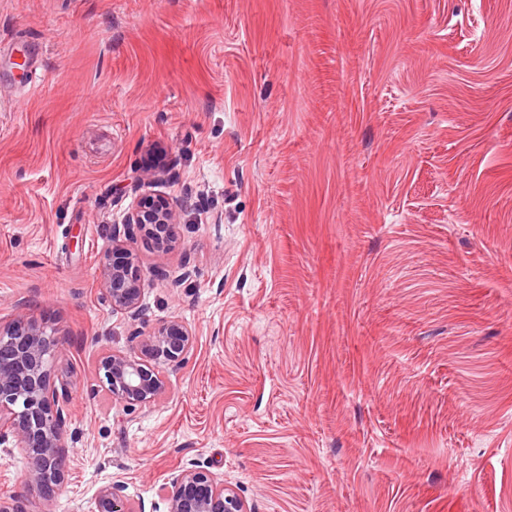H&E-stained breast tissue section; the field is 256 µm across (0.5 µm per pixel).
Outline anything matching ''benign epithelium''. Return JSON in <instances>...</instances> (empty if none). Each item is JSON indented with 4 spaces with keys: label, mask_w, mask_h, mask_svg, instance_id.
<instances>
[{
    "label": "benign epithelium",
    "mask_w": 512,
    "mask_h": 512,
    "mask_svg": "<svg viewBox=\"0 0 512 512\" xmlns=\"http://www.w3.org/2000/svg\"><path fill=\"white\" fill-rule=\"evenodd\" d=\"M178 211L162 197L145 196L123 223L112 225V249L101 268V287L112 310L130 315L143 312L140 266L127 247L139 231L156 239V248L175 247L172 231ZM135 347L104 353L97 366L100 383L126 410L146 408L161 400L169 389L167 372L178 368L193 349L191 329L180 320H169L144 335L130 334ZM57 346L53 332L24 313L0 326V443L14 439L24 448L30 471L23 490L9 499L0 498V512H25L28 494L53 492L65 480V462L71 452L64 434L67 415L59 396L68 385L56 384L50 359ZM169 512H249L243 498L224 478L197 468L175 475ZM97 512H137L125 486L116 481L101 487Z\"/></svg>",
    "instance_id": "1"
}]
</instances>
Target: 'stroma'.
Wrapping results in <instances>:
<instances>
[{
  "mask_svg": "<svg viewBox=\"0 0 512 512\" xmlns=\"http://www.w3.org/2000/svg\"><path fill=\"white\" fill-rule=\"evenodd\" d=\"M147 195L181 246L129 240L136 325L194 348L126 410L96 377L135 325L101 261ZM21 312L78 436L27 512H96L111 480L167 512L190 466L251 512H512V0H0V321ZM27 473L0 445V498Z\"/></svg>",
  "mask_w": 512,
  "mask_h": 512,
  "instance_id": "35a3bbf8",
  "label": "stroma"
}]
</instances>
